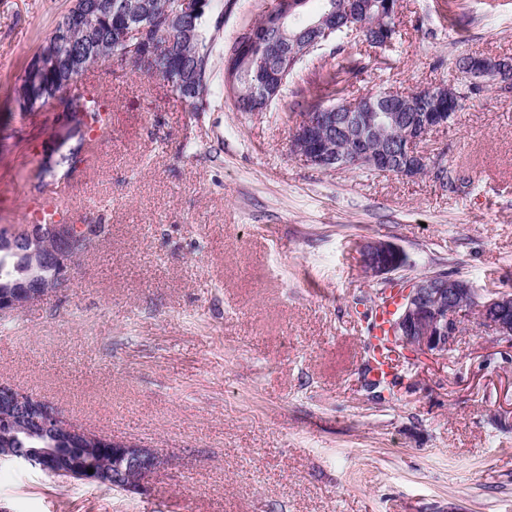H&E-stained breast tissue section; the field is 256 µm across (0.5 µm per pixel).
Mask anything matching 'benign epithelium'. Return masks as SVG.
Masks as SVG:
<instances>
[{
    "mask_svg": "<svg viewBox=\"0 0 512 512\" xmlns=\"http://www.w3.org/2000/svg\"><path fill=\"white\" fill-rule=\"evenodd\" d=\"M206 0H178L182 9L169 15L168 23L179 25L184 14H198L204 10ZM107 14L119 21L116 39L97 40L91 51L92 58L107 62L120 56L138 57L142 35L149 29L150 13H132L126 0L116 5L112 0H86L69 19V25L86 32L95 30L99 18ZM340 19L324 15L313 21L307 31L312 34L328 33ZM53 64L66 74L76 78L84 70L83 55L77 52L53 55ZM468 85L483 88L495 85L499 89H512V62L487 57L475 58L465 64ZM424 107L427 112L413 120H407L397 112V103L386 92L367 103L359 98L344 104L345 112L332 108L303 116L296 125L291 150L303 161L318 168L335 171L364 161L369 154L367 140L377 125L389 126L395 135L389 146L375 159L382 171L394 169L400 176L414 177L418 171H439L440 160L422 150L421 144L429 134L448 126L454 117L451 112L432 110L429 102H411L402 109ZM60 116L61 137L58 143H66L70 129L81 119L57 109ZM350 136L356 148L340 153L333 146L323 148L319 141L336 132ZM104 230L102 224H71L57 222L43 225L27 224L4 239L3 250L17 253L50 235L52 247L42 259L52 264L56 275L32 286L16 288L7 297H0V312L17 311L34 300L52 293L62 292L72 285L73 260L86 253ZM363 265L373 276L382 278L403 268L404 253L394 244L383 239H367L360 243ZM473 293V288L446 273H434L405 285L401 307L394 320L390 339L398 348L439 354L448 348L458 333V322L453 315L454 304ZM479 317L491 328L497 338L512 342V292L503 290L479 307ZM62 431L70 446L88 451V459L78 462L72 459L66 448H0V460H10L26 465H37L50 475L94 483L99 486L121 484L126 492H138L144 481L167 464V459L152 448L133 441L114 440L77 426L67 420L52 403L18 391L9 384L0 383V434L16 437L18 434L48 436ZM93 473H88V469Z\"/></svg>",
    "mask_w": 512,
    "mask_h": 512,
    "instance_id": "benign-epithelium-1",
    "label": "benign epithelium"
}]
</instances>
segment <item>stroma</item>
Returning <instances> with one entry per match:
<instances>
[{
  "mask_svg": "<svg viewBox=\"0 0 512 512\" xmlns=\"http://www.w3.org/2000/svg\"><path fill=\"white\" fill-rule=\"evenodd\" d=\"M73 0H0V228L39 207L58 130L15 91ZM273 0L206 11L213 77L190 111L130 62L80 81L111 120L64 205L105 224L71 288L0 313V383L67 420L156 449L141 493L0 462V512H512V343L470 311L446 352L394 358L368 387L358 245H398L410 281L435 272L512 291V92L488 87L423 144L463 179L336 172L290 151L319 75L363 58L344 96L458 85L462 54L512 59V0H401L399 39L355 37L297 66L266 111H238L224 56Z\"/></svg>",
  "mask_w": 512,
  "mask_h": 512,
  "instance_id": "obj_1",
  "label": "stroma"
}]
</instances>
